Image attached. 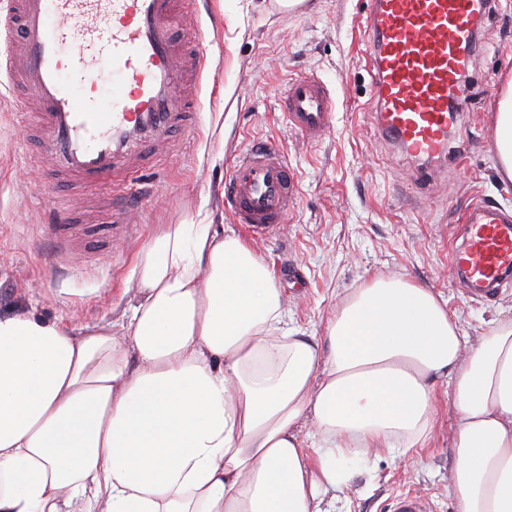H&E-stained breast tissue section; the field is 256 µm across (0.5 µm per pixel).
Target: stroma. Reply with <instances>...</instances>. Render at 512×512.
<instances>
[{
    "instance_id": "stroma-1",
    "label": "stroma",
    "mask_w": 512,
    "mask_h": 512,
    "mask_svg": "<svg viewBox=\"0 0 512 512\" xmlns=\"http://www.w3.org/2000/svg\"><path fill=\"white\" fill-rule=\"evenodd\" d=\"M364 0H202L193 27L210 63L198 92L197 123L127 192L137 198V234L112 232L110 190L75 187L39 160L36 135L19 119L16 97L0 94V314L30 311L80 328L126 320L137 303L132 270L162 224H220L287 284L294 327L321 335L336 306L375 277L433 289L470 342L491 320L512 315V286L469 296L449 262L463 240L460 212L485 202L512 210V181L497 166L493 131L503 78L512 74V0H494L469 73L472 95L458 129L465 159L421 178L413 162L378 133L370 114L373 77L363 38ZM314 74L333 92V124L319 140L290 130L280 100L291 77ZM274 143L298 182L286 224L248 233L224 212V177L238 153ZM67 201L82 234L63 253L62 227L46 221L44 198ZM433 434L410 459L377 460L337 492L334 512H386L398 493L427 497L434 512H456L451 413L438 392Z\"/></svg>"
}]
</instances>
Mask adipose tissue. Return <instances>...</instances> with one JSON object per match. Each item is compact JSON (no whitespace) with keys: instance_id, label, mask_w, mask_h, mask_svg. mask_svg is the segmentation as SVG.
Masks as SVG:
<instances>
[{"instance_id":"1","label":"adipose tissue","mask_w":512,"mask_h":512,"mask_svg":"<svg viewBox=\"0 0 512 512\" xmlns=\"http://www.w3.org/2000/svg\"><path fill=\"white\" fill-rule=\"evenodd\" d=\"M494 147L512 180V79ZM133 274L117 325L0 315V512H324L417 453L442 384L457 512H512V317L470 345L432 289L381 276L308 336L211 224L163 225Z\"/></svg>"}]
</instances>
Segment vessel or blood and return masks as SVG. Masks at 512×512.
<instances>
[{
    "label": "vessel or blood",
    "mask_w": 512,
    "mask_h": 512,
    "mask_svg": "<svg viewBox=\"0 0 512 512\" xmlns=\"http://www.w3.org/2000/svg\"><path fill=\"white\" fill-rule=\"evenodd\" d=\"M198 0H10L0 12V75L20 107L35 104L43 156L60 175L112 191V215L130 228L125 192L147 151L174 129L192 125L197 103L186 94L209 57L199 38L177 41ZM368 63L376 88L375 122L413 159L448 151V126L466 109L479 29L491 0H367ZM111 71L101 94L97 76ZM334 98L315 75L291 79L282 98L289 127L321 138L332 125ZM297 195L295 175L272 144L240 154L224 181L233 223L268 234L285 223ZM450 263L469 292L512 284V214L477 204ZM387 512H427L422 497L394 496Z\"/></svg>",
    "instance_id": "vessel-or-blood-1"
}]
</instances>
